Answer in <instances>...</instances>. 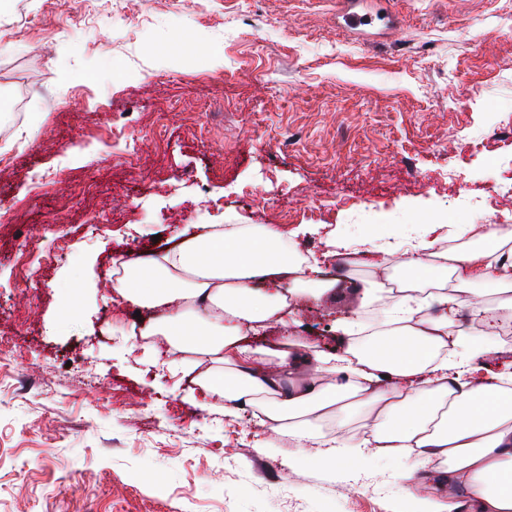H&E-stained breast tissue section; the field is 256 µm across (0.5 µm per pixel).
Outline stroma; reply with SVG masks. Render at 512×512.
Listing matches in <instances>:
<instances>
[{
	"label": "stroma",
	"mask_w": 512,
	"mask_h": 512,
	"mask_svg": "<svg viewBox=\"0 0 512 512\" xmlns=\"http://www.w3.org/2000/svg\"><path fill=\"white\" fill-rule=\"evenodd\" d=\"M20 18L0 33L26 113L25 136L0 126V512H402V462H289L288 436L156 364L110 259L274 224L328 272L331 237L405 250L485 223L486 197L512 199V0H0V30ZM50 169L61 189L31 197ZM51 222L70 248L25 286L8 254ZM288 311L248 344L334 347L358 299Z\"/></svg>",
	"instance_id": "35a3bbf8"
}]
</instances>
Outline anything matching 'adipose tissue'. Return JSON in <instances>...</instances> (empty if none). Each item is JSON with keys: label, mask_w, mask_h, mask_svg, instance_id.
Instances as JSON below:
<instances>
[{"label": "adipose tissue", "mask_w": 512, "mask_h": 512, "mask_svg": "<svg viewBox=\"0 0 512 512\" xmlns=\"http://www.w3.org/2000/svg\"><path fill=\"white\" fill-rule=\"evenodd\" d=\"M480 241L444 249L424 235L400 259L368 242L351 261L331 252L336 274L326 277L278 226L199 224L145 261L116 262L114 288L142 312L131 335L164 337L196 385L288 432L297 453L315 448L349 467L369 455L406 461L414 512H436L421 487L440 464L448 500L461 491L474 512H512V347L489 330L490 319L512 317V226ZM351 265L368 276L350 280ZM346 283L363 310L391 295L383 318L338 320L329 351L304 337L246 344L248 333L287 324L289 297ZM462 308L470 326L456 321ZM491 351L503 369L485 374L475 362ZM353 411L364 416L359 435L349 431Z\"/></svg>", "instance_id": "1"}]
</instances>
